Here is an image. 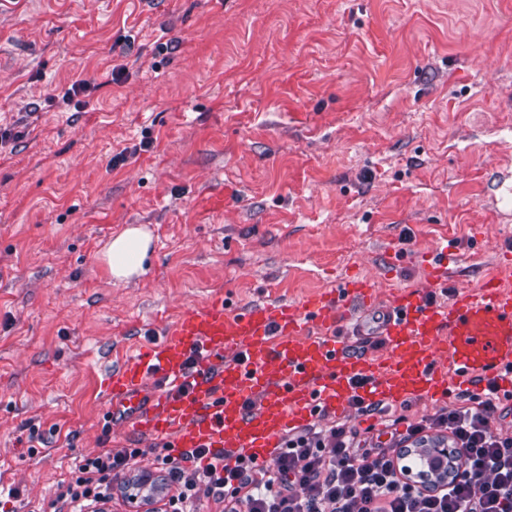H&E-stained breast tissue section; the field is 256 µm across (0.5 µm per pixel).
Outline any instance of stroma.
<instances>
[{"label":"stroma","instance_id":"1","mask_svg":"<svg viewBox=\"0 0 512 512\" xmlns=\"http://www.w3.org/2000/svg\"><path fill=\"white\" fill-rule=\"evenodd\" d=\"M0 124V484L38 512L76 457L153 471L106 374L188 308L358 280L373 306L338 314L369 322L401 289L512 285V0H0ZM130 225L149 272L118 283ZM152 248L151 233L143 226L130 225L108 241L102 255L111 277L124 282L147 273L143 264Z\"/></svg>","mask_w":512,"mask_h":512}]
</instances>
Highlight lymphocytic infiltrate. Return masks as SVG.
Listing matches in <instances>:
<instances>
[{
  "instance_id": "lymphocytic-infiltrate-1",
  "label": "lymphocytic infiltrate",
  "mask_w": 512,
  "mask_h": 512,
  "mask_svg": "<svg viewBox=\"0 0 512 512\" xmlns=\"http://www.w3.org/2000/svg\"><path fill=\"white\" fill-rule=\"evenodd\" d=\"M491 392L464 395L420 423L407 437L432 431L460 449L448 479L437 486L407 480L401 455L364 446L344 423L289 432L276 471L253 458L235 462L197 448L156 456V471L140 473L138 448L82 456L57 488V512H107L113 490L138 496L144 487L168 493L160 512H197L201 498L222 512H512V436L498 434Z\"/></svg>"
}]
</instances>
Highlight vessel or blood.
Segmentation results:
<instances>
[{
    "label": "vessel or blood",
    "mask_w": 512,
    "mask_h": 512,
    "mask_svg": "<svg viewBox=\"0 0 512 512\" xmlns=\"http://www.w3.org/2000/svg\"><path fill=\"white\" fill-rule=\"evenodd\" d=\"M354 301L370 303L365 283L301 307L258 303L234 311L217 297L190 308L156 345L113 366L107 414L171 437L176 448L262 464L319 412L345 414L356 399L392 405L444 398L458 387L481 392L512 367V287L499 279L445 302L398 291L377 326L381 355L338 341L336 306ZM195 349L203 356L192 367ZM154 381L163 391L147 395Z\"/></svg>",
    "instance_id": "b4317fda"
}]
</instances>
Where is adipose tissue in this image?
<instances>
[{"mask_svg": "<svg viewBox=\"0 0 512 512\" xmlns=\"http://www.w3.org/2000/svg\"><path fill=\"white\" fill-rule=\"evenodd\" d=\"M152 248L151 233L145 227L131 225L108 241L103 259L112 278L124 282L144 275V261Z\"/></svg>", "mask_w": 512, "mask_h": 512, "instance_id": "obj_1", "label": "adipose tissue"}]
</instances>
